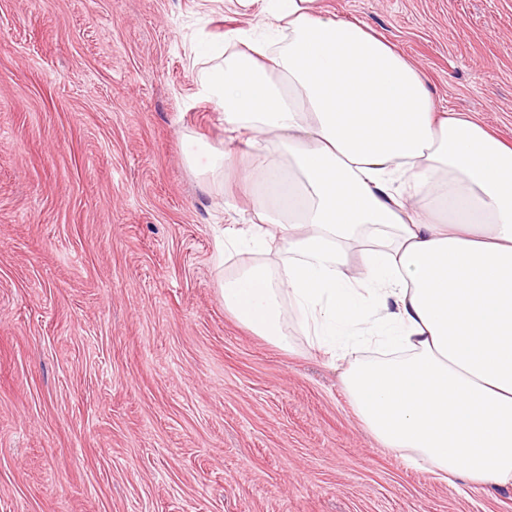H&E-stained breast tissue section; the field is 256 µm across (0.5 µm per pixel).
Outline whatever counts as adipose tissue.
<instances>
[{
  "mask_svg": "<svg viewBox=\"0 0 512 512\" xmlns=\"http://www.w3.org/2000/svg\"><path fill=\"white\" fill-rule=\"evenodd\" d=\"M317 3L263 0L271 35L203 75L265 191L235 242L286 256L226 278L224 308L281 345L286 304L326 353L370 336L385 358L350 359L342 382L377 441L436 477L512 486V145L438 111L395 46Z\"/></svg>",
  "mask_w": 512,
  "mask_h": 512,
  "instance_id": "adipose-tissue-1",
  "label": "adipose tissue"
}]
</instances>
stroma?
Returning <instances> with one entry per match:
<instances>
[{"instance_id":"35a3bbf8","label":"stroma","mask_w":512,"mask_h":512,"mask_svg":"<svg viewBox=\"0 0 512 512\" xmlns=\"http://www.w3.org/2000/svg\"><path fill=\"white\" fill-rule=\"evenodd\" d=\"M512 143V0H319ZM259 0H0V512H512L380 446L345 364L224 309L261 221L208 45ZM230 155L222 172L196 159ZM232 209H225V202Z\"/></svg>"}]
</instances>
